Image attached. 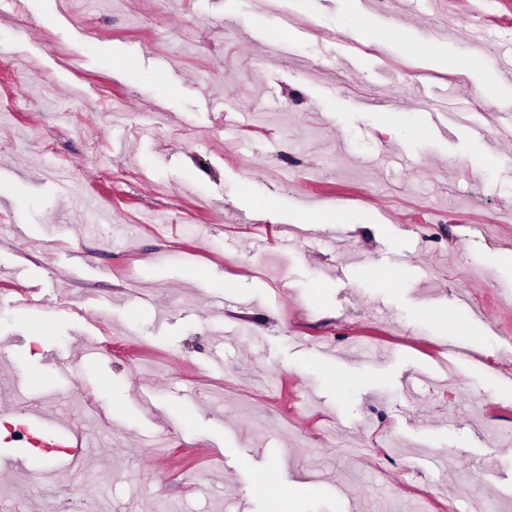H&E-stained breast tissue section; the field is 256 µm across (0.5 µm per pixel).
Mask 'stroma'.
Listing matches in <instances>:
<instances>
[{"label":"stroma","instance_id":"stroma-1","mask_svg":"<svg viewBox=\"0 0 512 512\" xmlns=\"http://www.w3.org/2000/svg\"><path fill=\"white\" fill-rule=\"evenodd\" d=\"M69 2L0 0V385L95 450L0 512H512V0ZM54 356L58 364L63 363L65 361V358L63 357L62 354L55 353ZM107 357L108 352L100 343L85 338L83 356L75 360L66 359L65 362L69 364L71 372L75 373L82 365L88 363L101 364L107 359Z\"/></svg>","mask_w":512,"mask_h":512}]
</instances>
